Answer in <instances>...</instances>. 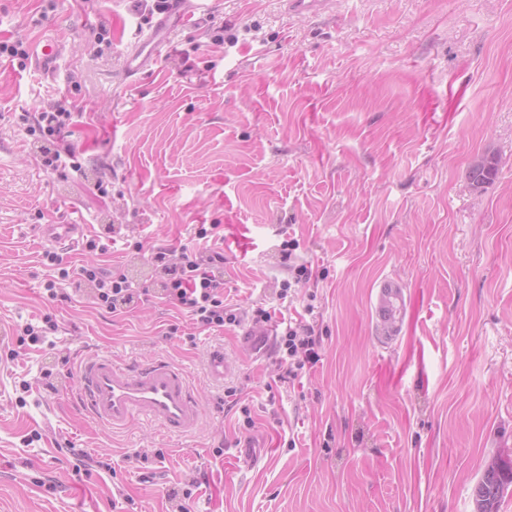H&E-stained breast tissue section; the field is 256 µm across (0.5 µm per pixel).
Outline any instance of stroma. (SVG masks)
<instances>
[{
  "label": "stroma",
  "instance_id": "35a3bbf8",
  "mask_svg": "<svg viewBox=\"0 0 512 512\" xmlns=\"http://www.w3.org/2000/svg\"><path fill=\"white\" fill-rule=\"evenodd\" d=\"M210 4L129 77L132 0H0V41L64 45L52 77L0 57V512H175L193 479L191 512H474L487 463L512 461V0ZM101 24L111 41L92 44ZM220 26L235 45L213 43ZM60 99L77 171L44 169L18 121ZM488 150L498 174L472 192ZM47 224L90 225L106 252L66 261L121 267L147 301L116 315L84 286L50 304ZM203 224L241 318L220 331L162 299L148 253L196 247ZM299 264L311 281L280 298ZM389 278L407 297L393 339L373 311ZM48 313L58 331L20 345ZM289 321L321 345L295 379ZM100 353L183 367L199 430L82 414L78 368Z\"/></svg>",
  "mask_w": 512,
  "mask_h": 512
}]
</instances>
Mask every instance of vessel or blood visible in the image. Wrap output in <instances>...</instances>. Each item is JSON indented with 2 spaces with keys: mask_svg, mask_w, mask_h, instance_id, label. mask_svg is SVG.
<instances>
[{
  "mask_svg": "<svg viewBox=\"0 0 512 512\" xmlns=\"http://www.w3.org/2000/svg\"><path fill=\"white\" fill-rule=\"evenodd\" d=\"M167 25V20H160L128 53L127 76L137 75L150 65ZM62 55V43L49 35L33 41L29 47L35 68L47 75L55 72ZM85 234L82 224L65 225L60 233L49 224L43 231L47 242L64 239L73 245L80 243ZM404 309V289L394 281H381L375 292V315L386 334L394 336L400 332ZM78 383L80 409L97 423L115 430L145 420L174 435H191L203 419L202 405L188 375L165 359L133 365L98 355L81 365Z\"/></svg>",
  "mask_w": 512,
  "mask_h": 512,
  "instance_id": "obj_1",
  "label": "vessel or blood"
}]
</instances>
